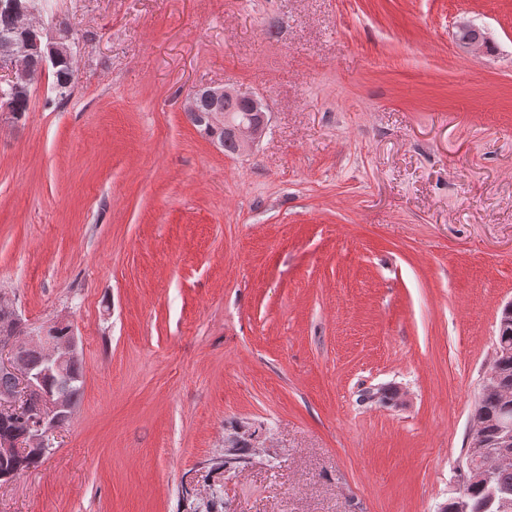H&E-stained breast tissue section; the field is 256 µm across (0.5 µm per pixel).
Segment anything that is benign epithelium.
Masks as SVG:
<instances>
[{
	"instance_id": "benign-epithelium-1",
	"label": "benign epithelium",
	"mask_w": 512,
	"mask_h": 512,
	"mask_svg": "<svg viewBox=\"0 0 512 512\" xmlns=\"http://www.w3.org/2000/svg\"><path fill=\"white\" fill-rule=\"evenodd\" d=\"M0 8L9 11L16 19L17 31L24 39L15 43L13 37L1 34L0 41L7 43L11 51L0 59V114L18 119L12 102L20 97H30L36 86L50 68L62 59L74 60L76 42L61 24H49L25 0H0ZM472 30V37L458 45L473 53L482 52L489 42L483 28L470 20L457 23L455 32ZM210 104L209 123L217 128L228 127L234 136L238 150L253 149L265 136L268 118L259 96L250 88L200 87L188 97L184 111H199L201 101ZM234 100L240 104L245 115L233 122L224 113V101ZM41 352L42 369L36 370L23 358L28 347ZM80 356L78 338L69 319L57 316L52 321L30 327L22 336L10 333L0 335V374L11 378L13 386L0 391V418L6 419L21 414L33 415L26 435L20 439H0V461H11L22 456L23 449L31 448L47 455L55 451L54 432L59 423L73 409L70 400L61 393L46 389L47 377H63L69 364ZM512 463V402L508 403L500 418L496 437L486 439L482 426L474 425L464 467L472 480L481 481L488 493L495 512H512V498L498 495L490 486L489 474L499 465Z\"/></svg>"
}]
</instances>
